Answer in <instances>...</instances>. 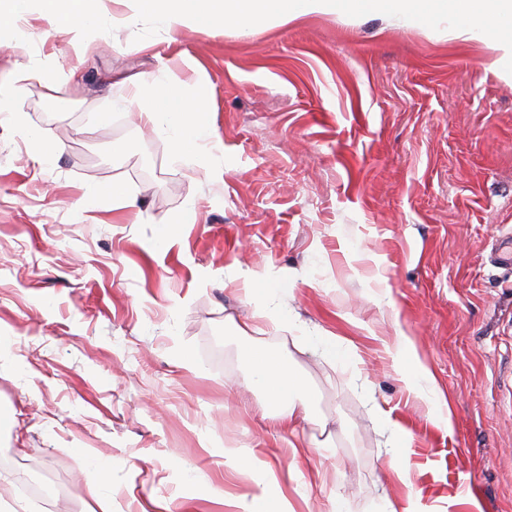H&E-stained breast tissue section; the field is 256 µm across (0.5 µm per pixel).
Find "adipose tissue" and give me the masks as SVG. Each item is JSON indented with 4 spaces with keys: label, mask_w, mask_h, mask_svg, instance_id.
<instances>
[{
    "label": "adipose tissue",
    "mask_w": 512,
    "mask_h": 512,
    "mask_svg": "<svg viewBox=\"0 0 512 512\" xmlns=\"http://www.w3.org/2000/svg\"><path fill=\"white\" fill-rule=\"evenodd\" d=\"M106 0H0V36H22L31 14H38L44 33L59 32L62 16L73 23L75 38L102 37L120 28L137 25L148 17L154 27L169 33L187 26L205 32L227 34L253 24L285 25L312 13L368 14L389 25L421 24L461 14L465 20L457 35L476 40L494 51L512 55V0H137L129 14L111 13ZM129 96L123 108L165 140L173 162L189 156L206 161L205 147L187 153L190 135H201L205 98L187 93L174 73L135 72L126 77ZM251 385L266 394L265 409L288 428L309 421L308 403L299 396V383L278 354L266 351L250 355Z\"/></svg>",
    "instance_id": "obj_1"
}]
</instances>
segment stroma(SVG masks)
<instances>
[{"label": "stroma", "mask_w": 512, "mask_h": 512, "mask_svg": "<svg viewBox=\"0 0 512 512\" xmlns=\"http://www.w3.org/2000/svg\"><path fill=\"white\" fill-rule=\"evenodd\" d=\"M41 28L0 45L23 111L0 114V455L22 451L0 493L51 476L65 494L30 512H86L87 448L112 512H231L268 470L269 512H512V67L449 21L316 14L143 51ZM162 58L208 93L216 167L172 164L122 112V75ZM402 335L416 359L387 353ZM250 349L301 382L300 454L248 387ZM417 360L451 426L409 386Z\"/></svg>", "instance_id": "35a3bbf8"}]
</instances>
